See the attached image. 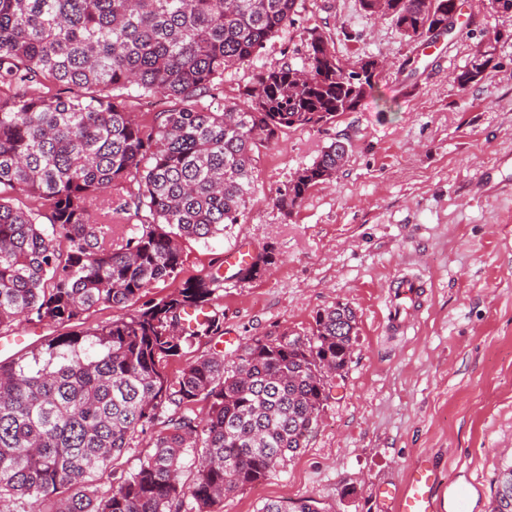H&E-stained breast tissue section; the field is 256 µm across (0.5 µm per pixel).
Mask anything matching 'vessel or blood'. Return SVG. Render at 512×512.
<instances>
[{
	"instance_id": "vessel-or-blood-1",
	"label": "vessel or blood",
	"mask_w": 512,
	"mask_h": 512,
	"mask_svg": "<svg viewBox=\"0 0 512 512\" xmlns=\"http://www.w3.org/2000/svg\"><path fill=\"white\" fill-rule=\"evenodd\" d=\"M422 301L421 287L415 280L395 282L388 298V317L397 327L408 326ZM442 478L436 468L426 460H419L409 469L408 477L400 490L381 488L384 500L394 506V512H444L439 494Z\"/></svg>"
}]
</instances>
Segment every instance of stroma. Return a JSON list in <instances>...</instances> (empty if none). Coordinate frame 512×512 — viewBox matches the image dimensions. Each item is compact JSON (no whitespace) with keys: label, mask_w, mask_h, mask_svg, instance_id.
<instances>
[{"label":"stroma","mask_w":512,"mask_h":512,"mask_svg":"<svg viewBox=\"0 0 512 512\" xmlns=\"http://www.w3.org/2000/svg\"><path fill=\"white\" fill-rule=\"evenodd\" d=\"M460 3L452 31L427 45L405 39L389 18L368 16L359 0H298L293 25L224 72L216 107L237 101L260 69L302 66L314 28L341 58L387 63L357 111L285 130L256 149L257 190L240 223L205 243L182 241L180 272L148 294L159 300L246 243L271 247L275 263L259 279L225 282L224 333L191 356L230 354L285 329L306 333L317 312L339 301L357 314L348 372L306 448L226 496L219 512L306 497L328 512H383L379 488L400 487L423 458L447 480L445 502L464 486L470 512H488L512 462V189L502 186L512 182V13L487 0ZM491 39L495 67L460 88L454 75ZM337 140L349 147L344 165L284 215L278 190ZM402 276L424 292L406 331L389 324L386 309ZM121 315L102 304L65 325L21 322L25 344L0 351V361Z\"/></svg>","instance_id":"35a3bbf8"}]
</instances>
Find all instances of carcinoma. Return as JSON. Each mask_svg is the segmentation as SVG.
Segmentation results:
<instances>
[{"mask_svg": "<svg viewBox=\"0 0 512 512\" xmlns=\"http://www.w3.org/2000/svg\"><path fill=\"white\" fill-rule=\"evenodd\" d=\"M297 0H0V332L24 317L68 323L90 309L125 308L177 275L180 243L240 223L255 191L254 148L285 129L320 127L354 112L373 89L312 29L302 67L262 69L245 100L204 105L224 70L257 55L294 23ZM410 39L431 37L458 0H387ZM497 46L454 76L481 80ZM160 93L173 105L150 124L129 99ZM348 147L332 143L276 197L290 215L330 181ZM122 197L117 225L108 191ZM25 196L40 203L23 209ZM47 222H42V219ZM272 250L236 267L248 281ZM221 269L85 332L48 340L28 360L0 362V507L22 512H217L224 497L265 480L305 447L335 379L345 377L356 314L320 311L306 333L251 339L168 364L224 334ZM205 403L199 411L196 404ZM151 434L138 468L102 492L97 474ZM197 459L183 478L184 460ZM512 464L490 512H512ZM258 512H324L314 498L267 501Z\"/></svg>", "mask_w": 512, "mask_h": 512, "instance_id": "obj_1", "label": "carcinoma"}]
</instances>
